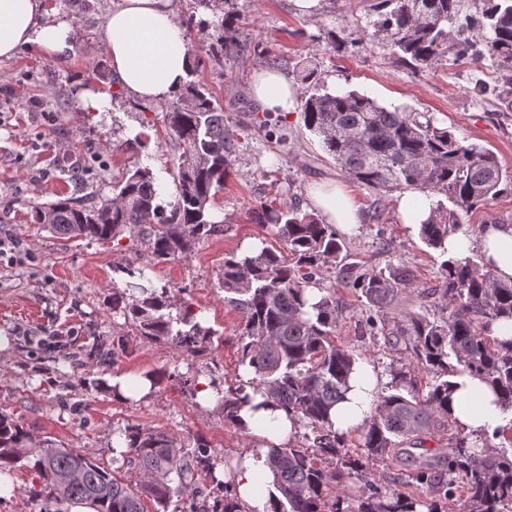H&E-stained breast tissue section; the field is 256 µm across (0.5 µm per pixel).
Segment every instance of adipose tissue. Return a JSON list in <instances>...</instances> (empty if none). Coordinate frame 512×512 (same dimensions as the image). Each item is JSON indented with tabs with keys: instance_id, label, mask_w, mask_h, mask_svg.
Here are the masks:
<instances>
[{
	"instance_id": "obj_1",
	"label": "adipose tissue",
	"mask_w": 512,
	"mask_h": 512,
	"mask_svg": "<svg viewBox=\"0 0 512 512\" xmlns=\"http://www.w3.org/2000/svg\"><path fill=\"white\" fill-rule=\"evenodd\" d=\"M26 44L37 45L52 56L69 55L75 49V23L70 18H49L45 0H0V58L12 57ZM101 49L120 86L136 100L155 106L174 98L192 65L172 0H114L104 18ZM253 91L264 110L287 113L293 108L294 87L281 72L256 68ZM311 197L328 223L349 229L360 223L359 208L345 187L337 185L326 192L315 189ZM479 245L497 275L504 280L512 278V227L487 225L479 234ZM377 384L370 369H356L344 400L332 412L339 431L364 422ZM449 408L475 439L492 432L502 418L492 393L470 377L459 379ZM243 419L249 433L268 443H282L294 431L280 409L247 412ZM266 452L262 446L244 453L243 468L235 477L238 498L251 512H273V503L263 490L266 471L256 462L257 455Z\"/></svg>"
}]
</instances>
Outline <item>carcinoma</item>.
Wrapping results in <instances>:
<instances>
[{"label": "carcinoma", "instance_id": "1", "mask_svg": "<svg viewBox=\"0 0 512 512\" xmlns=\"http://www.w3.org/2000/svg\"><path fill=\"white\" fill-rule=\"evenodd\" d=\"M370 12L377 15L373 36L418 73L443 61L489 57L497 73L494 91L512 105V0H478L476 11L465 15L460 0H373ZM231 25L225 18L213 37L210 50L217 57L238 51L228 37ZM302 80L311 91L304 100L305 127L350 179L377 192L416 186L445 193L451 206L431 204L419 224L422 242L445 259L437 284L421 292L433 311L390 317L385 310L416 283L413 268L377 271L350 262L335 225L296 202L278 206L269 197L260 199L248 219L270 228L286 251L263 239L250 252L224 255L221 287L242 314L236 345L238 366L247 374L228 388L222 380L210 381L224 422L242 431V411L279 408L306 429L270 444L265 456L275 512H438V499L458 512H512V452L493 444L512 432V418L472 443L448 409L456 379L471 376L493 391L503 413L512 412V338L501 339L493 330L499 321H512V279L499 278L483 254L448 255V236L463 230L462 215L512 187V171L503 170L491 150L455 138L424 113L389 109L356 90L330 92L319 87L308 65ZM165 127L183 148L175 201L160 204L153 170L138 164L113 185V196L89 207L60 199L36 210V222L69 239L117 241L127 233L160 262L192 252L204 239L223 238L229 225L212 208L238 150L237 135L224 127V107L207 88L189 82L165 113ZM329 269L370 307L358 324L360 334L404 345L409 363L434 379L421 395L406 365L390 367L387 392L362 425L356 457L330 410L343 399L358 359L336 344V298L322 296L312 304L308 298L317 276ZM123 272L132 278L134 294L112 296V310L140 336L170 341L193 357L211 349L213 330L187 308L172 313L168 286H154L145 269L132 263ZM438 435L448 438L443 468L422 467L415 474L434 500L367 480V464L396 458L405 439L423 447ZM29 442V432L0 415V472L20 467L36 474L37 495L48 507L68 502L95 512H145L147 497L156 512H245L233 480L216 475L221 464L234 467L203 437L185 448L161 428L127 424L121 456L124 466L140 474L135 486L73 449L33 448ZM360 477L366 481L357 507L343 508L339 490Z\"/></svg>", "mask_w": 512, "mask_h": 512}]
</instances>
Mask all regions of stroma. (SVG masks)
<instances>
[{"label":"stroma","mask_w":512,"mask_h":512,"mask_svg":"<svg viewBox=\"0 0 512 512\" xmlns=\"http://www.w3.org/2000/svg\"><path fill=\"white\" fill-rule=\"evenodd\" d=\"M371 2L321 0L309 15L298 14L292 0H222L211 9L195 7L194 0H173V5L199 61L193 78L223 104L226 126L265 118L253 97L251 69L265 64L267 54L278 56L280 71L291 79L296 64L309 58L328 90L356 89L385 106L428 113L435 125L489 148L512 169V108L475 90L476 81L495 79L489 61L443 63L414 72L374 37L368 25ZM48 5L50 17L74 18V55L52 57L27 45L12 58L0 59V241L18 252L17 261L0 262V336L8 340L0 350V413L20 423L34 441L75 449L105 468L112 465L121 429L131 422L164 429L188 448L202 436L218 457H238L256 447L258 436L225 424L215 401H204L201 390L212 375L229 384L237 375L241 314L225 301L219 278L225 253L244 251L268 235L246 217L260 187L271 186L278 202L297 201L307 211L313 208L309 190L329 188L334 181L347 183L361 213L380 202L383 226L364 221L343 240L366 267L415 269L417 291L400 301L398 313L423 312L418 292L434 285L439 253L420 241L417 225L404 223L398 211L401 190L379 196L347 182L306 130L299 92L285 121L287 141L255 130L241 133L240 150L231 158L215 203L230 225L223 239L202 241L192 253L159 263L128 238L117 245L57 238L37 224L36 208L71 197L92 204L96 195H111L114 183L137 161L162 180L163 202L174 201L181 149L166 132L165 107L133 100L114 79L100 49L110 0H48ZM228 13L235 16L234 35L243 49L217 63L206 51ZM88 88L107 94L108 104L87 109L82 94ZM134 136L139 139L134 149L120 150V143ZM75 165L84 172L78 189L61 176ZM130 262L145 268L156 285L169 286L174 306L191 304L196 320L214 330L206 355L189 357L169 342L145 340L113 311V295L131 293L122 271ZM320 286L343 308L337 343L352 349L380 384L390 382L389 367L398 353L383 337L359 336L364 303L339 284L334 272L323 273ZM95 336L108 344L125 339L127 350L114 365L103 367L87 351ZM50 341L65 344L66 356L56 362L43 359L40 345ZM177 371L192 376L196 389L173 385L168 376ZM149 374L158 383L146 396L114 398L113 379ZM415 468L407 458L369 470L378 486L421 497L425 488L414 480Z\"/></svg>","instance_id":"35a3bbf8"}]
</instances>
